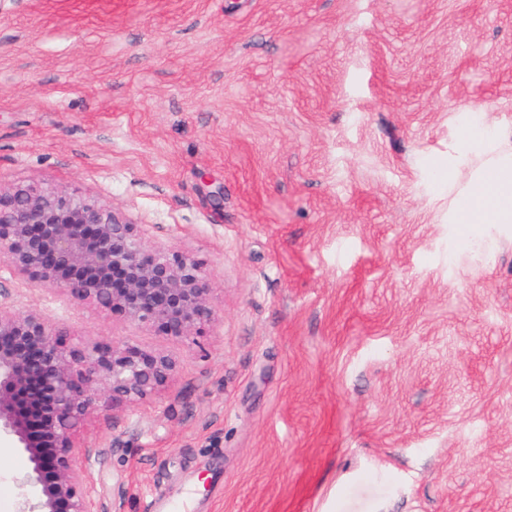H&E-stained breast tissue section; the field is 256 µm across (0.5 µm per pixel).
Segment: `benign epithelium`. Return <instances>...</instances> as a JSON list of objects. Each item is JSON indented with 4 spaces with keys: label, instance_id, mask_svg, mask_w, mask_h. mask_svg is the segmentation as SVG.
Masks as SVG:
<instances>
[{
    "label": "benign epithelium",
    "instance_id": "obj_1",
    "mask_svg": "<svg viewBox=\"0 0 512 512\" xmlns=\"http://www.w3.org/2000/svg\"><path fill=\"white\" fill-rule=\"evenodd\" d=\"M111 315L187 339L216 310L203 265L148 246L114 209L64 190L0 187V268ZM171 355L85 343L37 310L0 300V442L29 462L19 512H96L75 433L101 389L145 400L177 372Z\"/></svg>",
    "mask_w": 512,
    "mask_h": 512
}]
</instances>
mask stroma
Listing matches in <instances>:
<instances>
[{
	"label": "stroma",
	"instance_id": "1",
	"mask_svg": "<svg viewBox=\"0 0 512 512\" xmlns=\"http://www.w3.org/2000/svg\"><path fill=\"white\" fill-rule=\"evenodd\" d=\"M512 132V0H0V185L201 260L169 339L0 270L89 342L178 362L77 433L98 512H512V224H452ZM26 457L0 445V512Z\"/></svg>",
	"mask_w": 512,
	"mask_h": 512
}]
</instances>
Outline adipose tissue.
Instances as JSON below:
<instances>
[{"mask_svg": "<svg viewBox=\"0 0 512 512\" xmlns=\"http://www.w3.org/2000/svg\"><path fill=\"white\" fill-rule=\"evenodd\" d=\"M458 153H476L480 166L454 200L452 223L512 224V136L476 118Z\"/></svg>", "mask_w": 512, "mask_h": 512, "instance_id": "obj_1", "label": "adipose tissue"}]
</instances>
